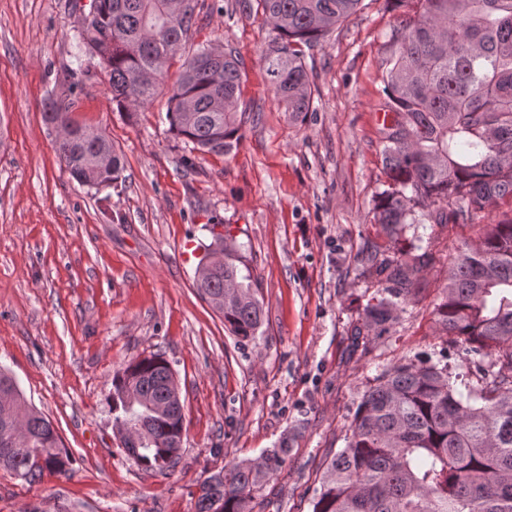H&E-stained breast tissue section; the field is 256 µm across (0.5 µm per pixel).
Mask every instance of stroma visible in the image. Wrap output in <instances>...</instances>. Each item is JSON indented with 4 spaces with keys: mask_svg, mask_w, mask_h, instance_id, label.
<instances>
[{
    "mask_svg": "<svg viewBox=\"0 0 512 512\" xmlns=\"http://www.w3.org/2000/svg\"><path fill=\"white\" fill-rule=\"evenodd\" d=\"M221 4L201 8L193 41L242 62L244 137L224 156L169 133L166 94L118 111L96 61L76 56L82 13L69 0H0V369L74 458L69 475L34 484L0 470V512H196L210 472L284 438L288 457L254 491L253 512H309L383 368L444 358L458 388L482 384L436 335L432 311L485 221L427 225L433 261L418 303L388 335H351L378 286L368 252L398 250L373 212L385 182L381 61L405 13L362 0L307 50L313 110L295 122L269 91L270 26L239 0ZM68 90L72 118L122 153L117 187L62 168L43 112ZM210 224L242 246L263 303L256 339L232 335L195 287ZM157 351L180 388L184 438L175 467L148 473L121 448L108 396L119 370Z\"/></svg>",
    "mask_w": 512,
    "mask_h": 512,
    "instance_id": "1",
    "label": "stroma"
}]
</instances>
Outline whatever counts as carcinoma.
I'll list each match as a JSON object with an SVG mask.
<instances>
[{"instance_id":"cac0c4a2","label":"carcinoma","mask_w":512,"mask_h":512,"mask_svg":"<svg viewBox=\"0 0 512 512\" xmlns=\"http://www.w3.org/2000/svg\"><path fill=\"white\" fill-rule=\"evenodd\" d=\"M199 0H90L93 17L75 35L97 60L112 101L135 112L167 90L165 120L175 137L202 154H227L242 138L241 63L231 52L199 44L177 79L164 87L167 64L191 42ZM262 10L274 36L263 59L274 98L305 119L313 92L303 47L323 39L362 0H241ZM413 12L390 35L382 61V165L374 223L406 242L398 256L374 253L376 289L354 328L368 340L390 333L421 289L432 263L422 246L428 224H472L501 201L512 202V0H388ZM72 101L48 97L45 121L62 128L56 151L64 170L91 188L118 182L121 156L104 134L71 118ZM218 261L197 290L223 302L224 325L254 340L263 306L237 251L208 226ZM435 332L461 349L484 385L457 390L448 364L402 359L363 393L346 445L327 464L311 512H512V220L490 223L448 269L433 309ZM160 353L132 361L112 379L115 423H141L144 441L127 453L147 472L176 463L171 443L183 428L182 406L168 389ZM165 407L161 415L148 405ZM25 432L5 444L12 416ZM288 441L257 460L224 465L209 476L197 512H253V492L288 456ZM72 456L49 419L28 406L0 370V470L29 483L44 471L67 475Z\"/></svg>"}]
</instances>
